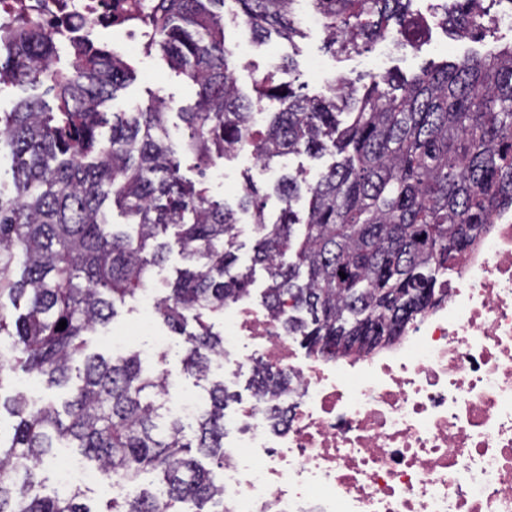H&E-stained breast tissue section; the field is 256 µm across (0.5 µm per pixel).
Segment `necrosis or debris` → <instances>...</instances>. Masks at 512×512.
Wrapping results in <instances>:
<instances>
[{
	"instance_id": "obj_1",
	"label": "necrosis or debris",
	"mask_w": 512,
	"mask_h": 512,
	"mask_svg": "<svg viewBox=\"0 0 512 512\" xmlns=\"http://www.w3.org/2000/svg\"><path fill=\"white\" fill-rule=\"evenodd\" d=\"M224 363L290 376L224 419L226 512H512V208L463 254L439 306L375 354L299 356L265 308L224 313ZM291 385L289 377L281 372H273L268 368H259L253 377L254 391L261 395H266L271 402H275L269 407L270 419L275 429L281 428L286 424L287 410L282 407V402L278 396L288 390Z\"/></svg>"
}]
</instances>
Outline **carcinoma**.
Wrapping results in <instances>:
<instances>
[{"label":"carcinoma","mask_w":512,"mask_h":512,"mask_svg":"<svg viewBox=\"0 0 512 512\" xmlns=\"http://www.w3.org/2000/svg\"><path fill=\"white\" fill-rule=\"evenodd\" d=\"M49 19L5 15L0 0V85L44 88L57 100L19 101L0 114V147L12 159L14 194L0 192V387L22 372L70 398L40 405L18 393L0 396V512H224V484L191 449L224 469V381L210 378L224 355V333L207 318L251 293L250 273H232L238 213L251 212L258 233L252 265L271 284L263 306L312 355L332 353L336 341L401 336L459 258L488 231L492 217L512 206V45L401 76L368 75L357 87L331 81L330 95L307 98L268 75L255 96L241 93L235 55L224 42V9L233 8L259 44L274 35L301 36L297 0H113L112 24L144 29L143 51H157L197 87L181 112L185 147L207 165L248 145L265 164L289 155L343 154L309 188L304 216L292 208L297 180L282 176L283 203L269 221L249 185L233 209L180 174L167 140V104L154 100L128 112L103 111L124 88L131 64L120 51L79 49L68 70L52 67L63 48L72 0H52ZM334 54L359 52L374 40L414 46L422 27L413 0H310ZM443 0L435 17L460 36L494 22L488 11L512 0ZM278 103L266 128L252 120L263 102ZM348 111L339 127L336 109ZM113 205L125 223L112 221ZM173 231L184 258L157 301V314L183 337V372L207 396L187 434L167 414L169 374L147 371L140 353H85L86 336L106 327L143 290L171 250ZM346 277H341V274ZM293 312L282 316L285 300ZM65 329H58L60 321ZM194 321L196 329L187 330ZM83 357L79 383L72 363ZM291 385L281 372L260 368L254 391L272 401L274 428L286 424L279 395ZM60 448H77L107 485L126 492L105 510L80 502L76 487L43 492L40 467ZM147 474L158 477L152 490Z\"/></svg>","instance_id":"cac0c4a2"}]
</instances>
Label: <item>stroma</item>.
Listing matches in <instances>:
<instances>
[{
  "label": "stroma",
  "instance_id": "35a3bbf8",
  "mask_svg": "<svg viewBox=\"0 0 512 512\" xmlns=\"http://www.w3.org/2000/svg\"><path fill=\"white\" fill-rule=\"evenodd\" d=\"M412 12L425 27V36L417 48L384 49L382 43L373 44L366 52L351 56H332L323 48L322 30L305 29L295 42L272 38L247 54H236L235 77L241 91L253 94L255 85L271 74V61L292 60L293 67L286 74V81L301 95L316 98L325 95L327 82L335 77L357 79L370 73L399 72L407 76L419 73L430 62L455 60L471 53H486L498 46L512 44V31L494 28L484 41L451 38L433 16L429 0H413ZM131 29L125 25L106 30L103 37L108 47L122 50L130 60L133 71L126 87L107 105L108 111L117 112L132 106H148L154 99H163L168 106L166 125L168 140L181 161V172L190 180L199 179L195 156L184 149L185 127L180 118L183 108L195 101V87L185 76L177 74L159 56L145 55L141 46L131 39ZM332 156L314 159L308 155H290L271 163L270 173L264 174L250 162L228 157L217 160L215 166L223 170V178L206 177L204 185L215 198L224 200L231 207L237 206L246 180L269 186L283 174H297L305 184L315 183L319 174L332 164ZM142 302L130 301L118 306L116 317L110 324L89 339L88 350L105 356L113 351L112 338L122 335L127 348L140 351L145 365L163 363L169 373L170 399L180 396L201 395L203 387L183 372L179 353L180 336L169 332L160 322H152L147 332H138L137 325L145 315Z\"/></svg>",
  "mask_w": 512,
  "mask_h": 512
}]
</instances>
